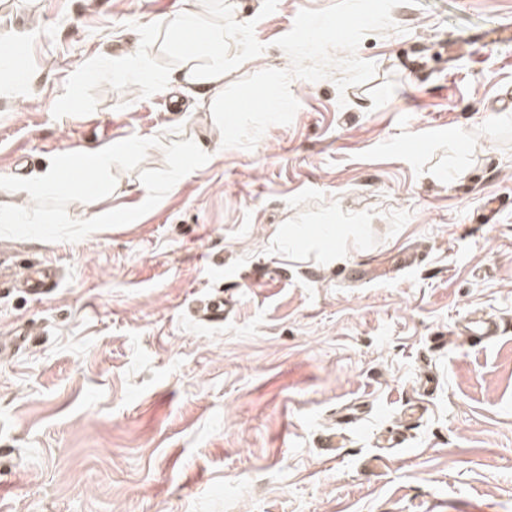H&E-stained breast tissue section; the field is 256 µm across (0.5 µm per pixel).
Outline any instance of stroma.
Masks as SVG:
<instances>
[{"instance_id":"obj_1","label":"stroma","mask_w":512,"mask_h":512,"mask_svg":"<svg viewBox=\"0 0 512 512\" xmlns=\"http://www.w3.org/2000/svg\"><path fill=\"white\" fill-rule=\"evenodd\" d=\"M333 2L196 8L230 85L289 69L277 39ZM182 6L0 0V53L30 75L0 70V197L57 155L142 144L94 197L28 195L50 236L0 232V512H512V41L482 37L512 0H404L357 49L371 80H292V123L250 151L177 83L202 60L169 50ZM136 46L160 82L134 92ZM94 212L112 225L84 235ZM358 263L386 274L337 277ZM24 266L53 291L15 285ZM474 312L503 336L455 334Z\"/></svg>"}]
</instances>
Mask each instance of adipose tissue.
Wrapping results in <instances>:
<instances>
[{
	"label": "adipose tissue",
	"mask_w": 512,
	"mask_h": 512,
	"mask_svg": "<svg viewBox=\"0 0 512 512\" xmlns=\"http://www.w3.org/2000/svg\"><path fill=\"white\" fill-rule=\"evenodd\" d=\"M204 43L208 52L203 65L182 71L184 84L190 86L199 100H206L224 80V28L212 26L204 34ZM118 148L106 145L86 152L80 159L66 156L55 158L40 173L28 181L16 184L8 200L0 201V219L8 224H26L30 217L23 205L28 190L33 188L59 187L60 174L70 171L74 179H82L84 174H104L111 170L114 160L119 156Z\"/></svg>",
	"instance_id": "ef3b65f1"
}]
</instances>
